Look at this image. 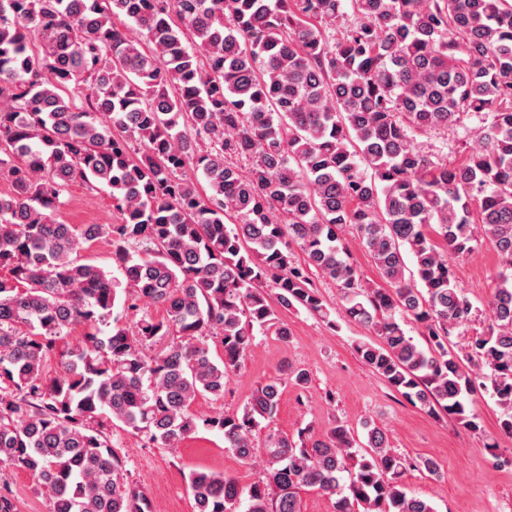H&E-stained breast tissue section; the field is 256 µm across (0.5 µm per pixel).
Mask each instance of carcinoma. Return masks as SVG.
<instances>
[{
    "label": "carcinoma",
    "mask_w": 512,
    "mask_h": 512,
    "mask_svg": "<svg viewBox=\"0 0 512 512\" xmlns=\"http://www.w3.org/2000/svg\"><path fill=\"white\" fill-rule=\"evenodd\" d=\"M347 4L355 22L327 36ZM481 113L491 123L458 164L410 135ZM0 174V467L28 472L50 512H151L106 419L167 448L216 430L253 460L280 382L240 414L193 405L224 396L254 326L288 341L268 284L281 308L328 319L315 271L380 336L354 351L390 388L473 431L482 389L512 435V273L488 335L456 351L472 305L448 262L472 252L474 218L512 270V0H0ZM76 181L108 191L117 222L58 220ZM350 226L387 287L349 261ZM98 240L114 275L75 258ZM139 301L162 317L113 318ZM364 429V443L344 424L296 440L271 430L265 478L248 488L191 472L195 512H301L305 489L336 497L334 512H435L398 482L384 431Z\"/></svg>",
    "instance_id": "obj_1"
}]
</instances>
